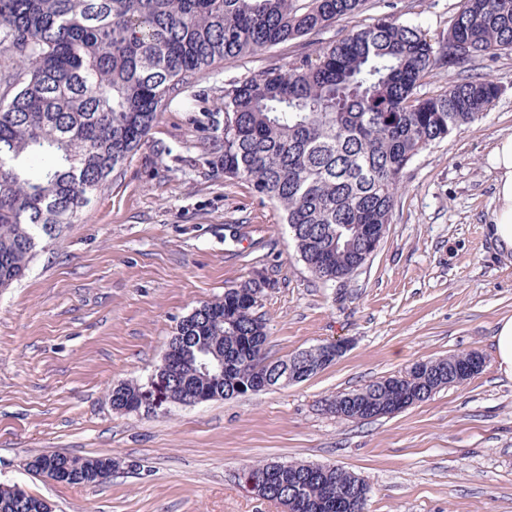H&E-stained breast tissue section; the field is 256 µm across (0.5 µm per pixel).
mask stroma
Instances as JSON below:
<instances>
[{
	"label": "stroma",
	"mask_w": 512,
	"mask_h": 512,
	"mask_svg": "<svg viewBox=\"0 0 512 512\" xmlns=\"http://www.w3.org/2000/svg\"><path fill=\"white\" fill-rule=\"evenodd\" d=\"M460 0H365L329 29L197 76L146 144L74 224L0 290V484L54 512H283L256 498L243 468L265 461L337 466L371 486L367 512H512V379L499 373L495 326L512 317V263L490 239L495 175L487 157L512 134V51L435 69L421 94L470 75L501 87L483 118L405 169L387 232L349 279L326 283L299 259L280 213L251 187L185 165L195 116L221 109L224 85L294 59L384 17L441 40ZM165 153H158V146ZM237 224L241 237L225 239ZM271 358L336 339L349 347L305 381L153 412L112 407L114 384L147 383L183 317L256 276ZM480 352L479 374L396 414L336 418L326 399L415 362ZM110 455L103 484L41 480L28 457Z\"/></svg>",
	"instance_id": "stroma-1"
}]
</instances>
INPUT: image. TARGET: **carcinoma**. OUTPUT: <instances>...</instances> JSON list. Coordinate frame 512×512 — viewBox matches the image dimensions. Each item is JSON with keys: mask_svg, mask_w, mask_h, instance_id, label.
<instances>
[{"mask_svg": "<svg viewBox=\"0 0 512 512\" xmlns=\"http://www.w3.org/2000/svg\"><path fill=\"white\" fill-rule=\"evenodd\" d=\"M365 0H0V50L13 51L15 92L0 97V288L25 275L44 238L74 222L112 173L143 146L159 112L213 65L325 30ZM512 50V0H460L441 44L415 24L386 18L292 62H271L224 86V113H209L203 160L249 183L275 204L301 260L321 280L350 278L368 259L370 236L386 232L406 167L426 147L483 117L498 83L471 77L438 94L417 89L441 66ZM271 287L253 278L185 317L170 361L150 383L160 403L191 405L255 392L254 382L291 365L268 360L263 315L246 304ZM224 358L203 376L199 351ZM453 356L428 360L398 379L374 381L326 400L328 411L362 422L393 402H421L448 386ZM149 388L121 382L112 407L136 411ZM69 484H93L122 465L100 456L62 460ZM266 462L243 470L258 498L288 512H361L365 480L334 466ZM43 499L0 488V512H42Z\"/></svg>", "mask_w": 512, "mask_h": 512, "instance_id": "1", "label": "carcinoma"}]
</instances>
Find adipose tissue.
<instances>
[{
  "label": "adipose tissue",
  "mask_w": 512,
  "mask_h": 512,
  "mask_svg": "<svg viewBox=\"0 0 512 512\" xmlns=\"http://www.w3.org/2000/svg\"><path fill=\"white\" fill-rule=\"evenodd\" d=\"M495 173L496 208L489 232L503 258L512 257V134L497 139L489 154Z\"/></svg>",
  "instance_id": "adipose-tissue-1"
}]
</instances>
